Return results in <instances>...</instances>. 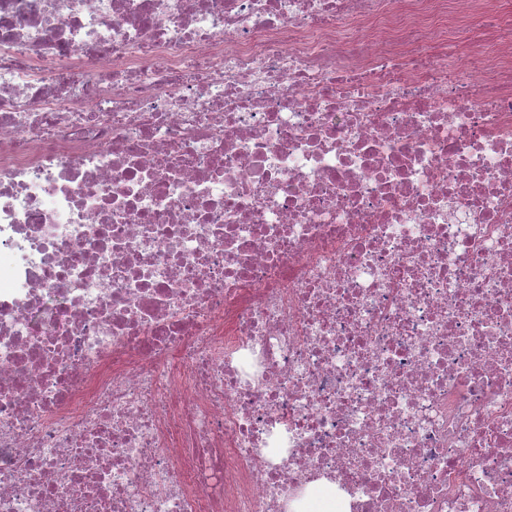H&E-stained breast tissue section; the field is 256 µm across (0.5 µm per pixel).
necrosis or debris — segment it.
<instances>
[{
    "label": "necrosis or debris",
    "mask_w": 512,
    "mask_h": 512,
    "mask_svg": "<svg viewBox=\"0 0 512 512\" xmlns=\"http://www.w3.org/2000/svg\"><path fill=\"white\" fill-rule=\"evenodd\" d=\"M319 484L512 512V9L0 0V512Z\"/></svg>",
    "instance_id": "obj_1"
}]
</instances>
